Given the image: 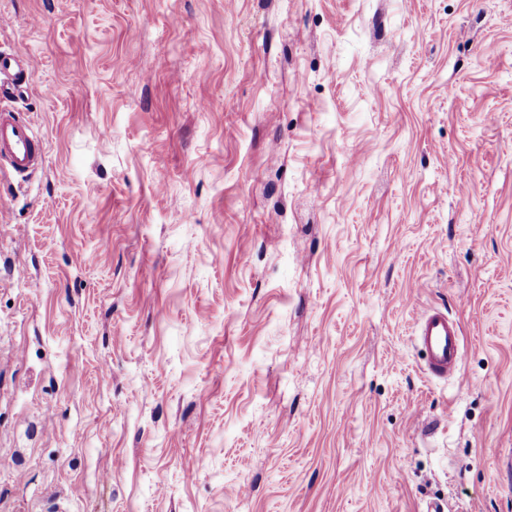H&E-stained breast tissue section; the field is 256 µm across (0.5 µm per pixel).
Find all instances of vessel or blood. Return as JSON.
Returning a JSON list of instances; mask_svg holds the SVG:
<instances>
[{"instance_id":"vessel-or-blood-1","label":"vessel or blood","mask_w":512,"mask_h":512,"mask_svg":"<svg viewBox=\"0 0 512 512\" xmlns=\"http://www.w3.org/2000/svg\"><path fill=\"white\" fill-rule=\"evenodd\" d=\"M31 61L17 51H0V173L27 178L44 163L41 139L33 125L5 107L23 85ZM416 337L426 354L427 369L439 379L455 374L461 356L458 324L439 310L421 311Z\"/></svg>"}]
</instances>
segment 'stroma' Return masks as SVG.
Instances as JSON below:
<instances>
[{"mask_svg":"<svg viewBox=\"0 0 512 512\" xmlns=\"http://www.w3.org/2000/svg\"><path fill=\"white\" fill-rule=\"evenodd\" d=\"M0 49V512H512V0H0ZM30 64L29 57L18 51H0V173L21 180L43 165L42 143L33 125L2 102L15 96ZM416 337L426 354L427 369L438 379L458 371L461 339L458 324L439 310H423L416 319Z\"/></svg>","mask_w":512,"mask_h":512,"instance_id":"1","label":"stroma"}]
</instances>
